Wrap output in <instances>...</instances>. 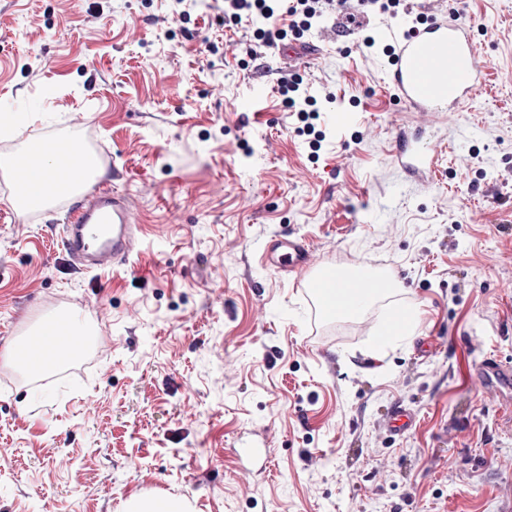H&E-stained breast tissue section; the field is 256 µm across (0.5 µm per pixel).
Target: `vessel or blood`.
Segmentation results:
<instances>
[{"label": "vessel or blood", "instance_id": "b4317fda", "mask_svg": "<svg viewBox=\"0 0 512 512\" xmlns=\"http://www.w3.org/2000/svg\"><path fill=\"white\" fill-rule=\"evenodd\" d=\"M395 55L389 65V83L400 102L423 113L456 112L473 100L475 90L486 77L487 64L476 52L471 27L455 16L429 21L410 30L386 25L381 30ZM45 142L32 143L15 159L14 175L23 178L37 158L43 157ZM395 156L410 174L424 177L434 172L441 156L421 135L401 136ZM69 191L59 199L68 214L63 246L83 271L95 272L126 265L139 246V226L125 197L100 188L82 202L69 203ZM262 261L274 272H288L303 278L317 304L330 310L333 302L358 305L379 293L382 280L367 274L350 277L348 269L324 259L300 237L275 239L266 245ZM78 336H36L21 349L23 359L36 362L45 355H61L63 348L80 349ZM475 376L485 390L502 402L512 404V367L493 357L485 358ZM414 415L395 405L387 416L389 432L400 435L413 425Z\"/></svg>", "mask_w": 512, "mask_h": 512}]
</instances>
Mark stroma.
I'll list each match as a JSON object with an SVG mask.
<instances>
[{
  "label": "stroma",
  "mask_w": 512,
  "mask_h": 512,
  "mask_svg": "<svg viewBox=\"0 0 512 512\" xmlns=\"http://www.w3.org/2000/svg\"><path fill=\"white\" fill-rule=\"evenodd\" d=\"M450 9L488 63L462 112L396 100L379 16L302 32L306 94L336 95L315 152L277 93L225 110L289 58L249 61L242 41L210 53L216 0L162 25L169 0H0V111L35 115L0 131V155L33 136L84 143L141 226L131 268L86 275L62 247L66 212L12 223L18 188L0 187V444L15 451L0 512H122L142 496L195 512H512V405L474 380L486 357L512 365V0L422 2ZM418 126L448 144L431 178L393 158ZM288 235L398 287L321 319L303 282L259 262ZM402 310L413 333L375 352ZM68 311L96 330L84 355L51 374L7 361ZM396 403L416 414L400 436L385 428ZM244 442L268 445L269 467L245 464Z\"/></svg>",
  "instance_id": "1"
}]
</instances>
